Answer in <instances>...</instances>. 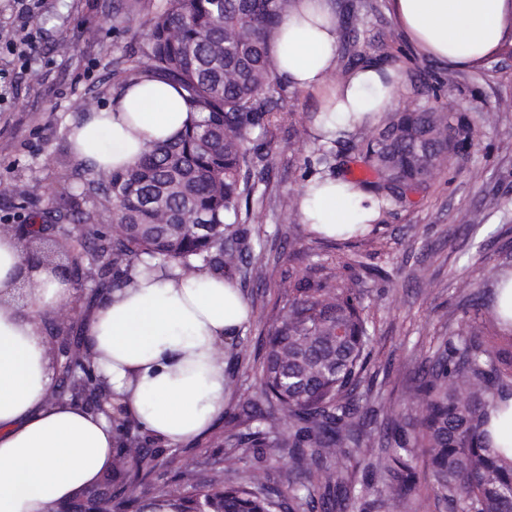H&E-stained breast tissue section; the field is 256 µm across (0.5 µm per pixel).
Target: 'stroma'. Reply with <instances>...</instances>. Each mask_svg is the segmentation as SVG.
Masks as SVG:
<instances>
[{"label":"stroma","instance_id":"1","mask_svg":"<svg viewBox=\"0 0 512 512\" xmlns=\"http://www.w3.org/2000/svg\"><path fill=\"white\" fill-rule=\"evenodd\" d=\"M162 0H0V31L16 33L32 48L28 63L0 48V219L16 215L24 203L46 206L81 192L95 173L71 153L68 130L85 112L105 108L114 91L112 71L123 63L147 30V20ZM356 28L342 31L368 58L396 56L404 77L399 106L428 104L427 89L441 77L447 90L437 111L451 122L469 123L475 137L463 162L440 173L428 192L410 195L387 224L357 249L367 263L388 277L369 283L377 293L372 312L383 354L392 355L394 384H401L415 353L427 349L470 287L479 255L500 272H512V67L492 54L475 67L459 69L411 52L397 57L408 42L397 26L390 0H376ZM82 109H74V101ZM319 100L292 89L284 103L293 117L270 146L271 183L262 207L263 247L269 288H276L287 263L306 262L293 255L292 241L317 252H334L333 243L314 240L302 224L296 200L305 161L314 142L309 117ZM24 185L27 198L13 192Z\"/></svg>","mask_w":512,"mask_h":512}]
</instances>
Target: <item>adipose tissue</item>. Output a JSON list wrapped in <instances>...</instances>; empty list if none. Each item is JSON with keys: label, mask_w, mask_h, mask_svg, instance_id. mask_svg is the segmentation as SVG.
<instances>
[{"label": "adipose tissue", "mask_w": 512, "mask_h": 512, "mask_svg": "<svg viewBox=\"0 0 512 512\" xmlns=\"http://www.w3.org/2000/svg\"><path fill=\"white\" fill-rule=\"evenodd\" d=\"M410 42L430 58L474 65L512 37V0H391ZM341 38L329 0H293L271 39L277 72L288 86L316 92L313 134L372 125L399 100L400 75L371 62L338 82ZM198 117L180 88L142 76L114 92L107 107L70 130L77 161L92 172L133 164L151 145L174 138ZM303 223L333 234L340 224L377 218V200L342 178L314 175L298 200ZM35 285L17 303L22 282ZM68 284L23 259L17 236L0 233V512H57L95 485L113 454L112 419L49 403L53 370L39 313L67 300ZM243 295L203 272L150 273L136 266L126 288L107 293L83 325L97 374L144 430L165 445L195 441L224 412L225 364L216 348L247 321Z\"/></svg>", "instance_id": "1"}]
</instances>
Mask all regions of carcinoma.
Wrapping results in <instances>:
<instances>
[{
    "mask_svg": "<svg viewBox=\"0 0 512 512\" xmlns=\"http://www.w3.org/2000/svg\"><path fill=\"white\" fill-rule=\"evenodd\" d=\"M292 0H163L146 38L113 70L118 85L158 75L180 86L199 119L132 166L99 174L62 209H33L22 220L28 259L36 246L63 252L61 274L77 291L84 271L98 288L126 286L139 264L176 265L264 286L268 260L253 227V200L268 182V137L288 119V86L276 75L269 40ZM472 139V129L431 108L388 112L356 145L343 132L319 144L306 167L334 177L357 152L370 176L354 179L390 203L426 190ZM112 215V236L99 218ZM482 266L448 318L414 359L401 395L388 390L393 358H381L369 291L348 281L385 279L358 251L314 254L282 272V306L271 324L247 320L224 341L227 381L242 368L255 381L224 410V466L172 489L157 475L158 450L127 444L140 423L112 416V504L87 489L85 512H512V443L494 434L512 426V321L503 326L486 300ZM258 331L251 338L245 331ZM61 367L72 382L53 393L102 410L93 365L62 332ZM362 471V480L354 469Z\"/></svg>",
    "mask_w": 512,
    "mask_h": 512,
    "instance_id": "1",
    "label": "carcinoma"
}]
</instances>
